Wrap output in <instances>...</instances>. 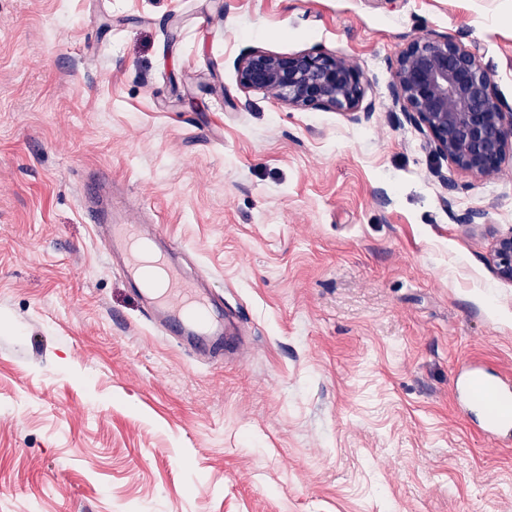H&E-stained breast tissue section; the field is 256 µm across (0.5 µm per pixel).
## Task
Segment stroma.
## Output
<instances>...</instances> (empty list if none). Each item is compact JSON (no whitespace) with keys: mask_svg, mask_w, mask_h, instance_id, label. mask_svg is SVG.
Returning <instances> with one entry per match:
<instances>
[{"mask_svg":"<svg viewBox=\"0 0 512 512\" xmlns=\"http://www.w3.org/2000/svg\"><path fill=\"white\" fill-rule=\"evenodd\" d=\"M432 35L512 106V0H0V512H512V441L455 399L465 361L512 379V159L474 178L394 111ZM253 48L346 58L374 112L242 89ZM89 168L241 310L238 356L146 319ZM490 256L498 276L512 281V229L494 239Z\"/></svg>","mask_w":512,"mask_h":512,"instance_id":"stroma-1","label":"stroma"}]
</instances>
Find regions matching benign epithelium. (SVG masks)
Wrapping results in <instances>:
<instances>
[{
    "label": "benign epithelium",
    "mask_w": 512,
    "mask_h": 512,
    "mask_svg": "<svg viewBox=\"0 0 512 512\" xmlns=\"http://www.w3.org/2000/svg\"><path fill=\"white\" fill-rule=\"evenodd\" d=\"M239 85L300 111L332 110L369 118L362 74L346 58L260 48L237 61ZM393 107L423 131L431 150L475 178L496 174L512 157V110H507L477 55L448 36L410 41L393 65ZM498 276L512 281V229L491 246Z\"/></svg>",
    "instance_id": "1"
}]
</instances>
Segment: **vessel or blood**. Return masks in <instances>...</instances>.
I'll return each mask as SVG.
<instances>
[{
    "instance_id": "1",
    "label": "vessel or blood",
    "mask_w": 512,
    "mask_h": 512,
    "mask_svg": "<svg viewBox=\"0 0 512 512\" xmlns=\"http://www.w3.org/2000/svg\"><path fill=\"white\" fill-rule=\"evenodd\" d=\"M93 181L82 215L93 224L111 266L138 287L150 320L196 357L217 362L242 351L247 338L238 312L224 306L207 279L187 276L174 262L178 247L160 225L131 219L116 202L106 172L95 174ZM456 392L479 409L485 435L497 439L512 431V384L471 365Z\"/></svg>"
}]
</instances>
